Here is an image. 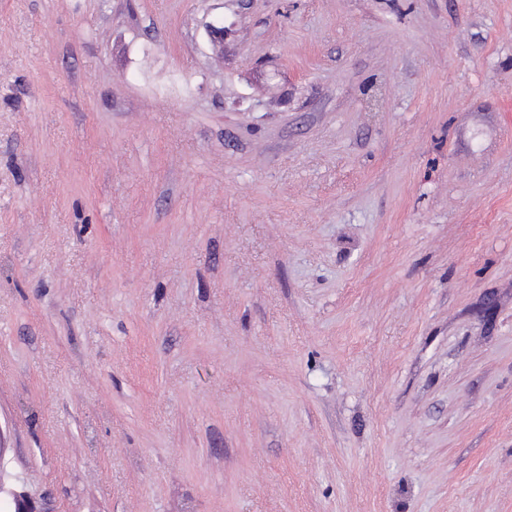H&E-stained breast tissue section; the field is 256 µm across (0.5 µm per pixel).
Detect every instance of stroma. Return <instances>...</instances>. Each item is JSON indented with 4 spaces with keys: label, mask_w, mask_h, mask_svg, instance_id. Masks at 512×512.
<instances>
[{
    "label": "stroma",
    "mask_w": 512,
    "mask_h": 512,
    "mask_svg": "<svg viewBox=\"0 0 512 512\" xmlns=\"http://www.w3.org/2000/svg\"><path fill=\"white\" fill-rule=\"evenodd\" d=\"M0 433V512H512V0H0Z\"/></svg>",
    "instance_id": "35a3bbf8"
}]
</instances>
